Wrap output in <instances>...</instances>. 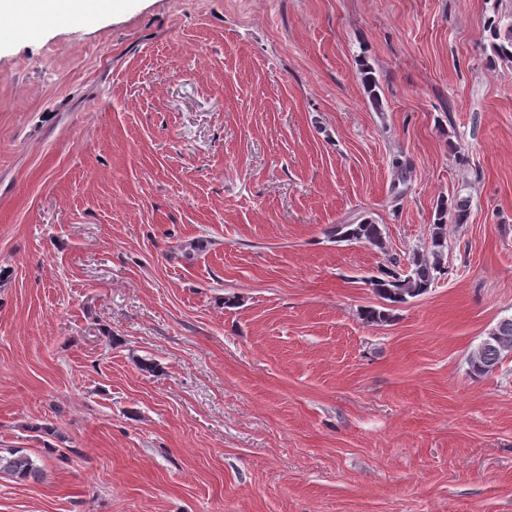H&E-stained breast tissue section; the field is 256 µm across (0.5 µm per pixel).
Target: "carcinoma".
Returning <instances> with one entry per match:
<instances>
[{
    "label": "carcinoma",
    "instance_id": "cac0c4a2",
    "mask_svg": "<svg viewBox=\"0 0 512 512\" xmlns=\"http://www.w3.org/2000/svg\"><path fill=\"white\" fill-rule=\"evenodd\" d=\"M487 28L492 39L493 56L512 63V22L505 25L493 19ZM469 200L459 196L437 202L434 220L430 224L429 241L423 250L415 251L407 262L392 257L379 275L369 278L372 291L386 304L377 308L368 306L360 316L367 323L382 325L392 320L391 306L406 304L426 294L437 276L445 274V257L448 251V225L461 226L467 222ZM329 237L338 242H364L381 251L386 250L383 230L370 221L360 224H336L329 230ZM512 355V318L503 319L487 332V336L470 352L468 366L471 375L486 377ZM0 473L21 481L38 482L43 470L26 453L11 449L0 454Z\"/></svg>",
    "mask_w": 512,
    "mask_h": 512
}]
</instances>
